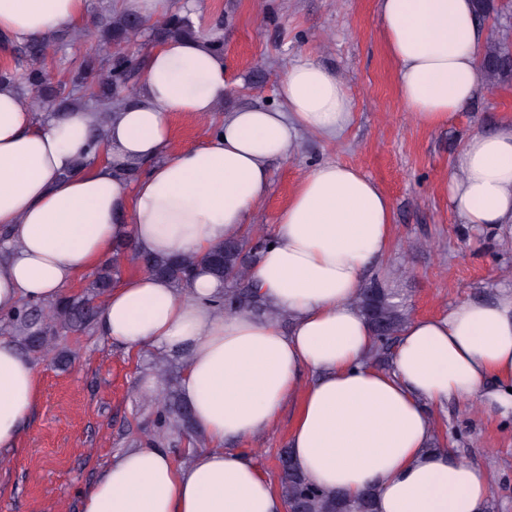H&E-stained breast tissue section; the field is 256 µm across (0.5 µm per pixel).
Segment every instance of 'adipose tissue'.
<instances>
[{
    "mask_svg": "<svg viewBox=\"0 0 512 512\" xmlns=\"http://www.w3.org/2000/svg\"><path fill=\"white\" fill-rule=\"evenodd\" d=\"M89 12L90 0H0V34L28 43L85 24ZM377 15L419 124H447L484 91L485 31L473 0H377ZM225 70L207 39L157 44L137 94L101 136L94 107L42 120L0 85V317L55 302L124 240L158 256H201L239 238L269 186L270 161L290 156L300 133L333 140L352 121L345 84L302 57L278 85L279 107L223 114L200 143L167 153L173 114L223 105ZM93 140L98 160L78 165ZM136 161L142 171L122 179ZM448 202L462 223L512 225V125L464 142ZM392 240L389 197L356 166L330 161L299 182L254 268L265 303L290 329L247 308L218 314L224 289L205 273L181 294L147 272L112 288L100 334L129 350L187 354L180 396L212 446L183 466L155 444L122 451L83 493L82 512H287L269 479L224 441L270 428L293 397L291 463L323 490L355 499L375 489L376 512H485L489 474L431 450L430 409L477 397L512 412V292L410 320L390 369H379L355 300ZM303 368L316 376L304 389ZM39 390L37 366L0 338V458L14 450Z\"/></svg>",
    "mask_w": 512,
    "mask_h": 512,
    "instance_id": "1",
    "label": "adipose tissue"
}]
</instances>
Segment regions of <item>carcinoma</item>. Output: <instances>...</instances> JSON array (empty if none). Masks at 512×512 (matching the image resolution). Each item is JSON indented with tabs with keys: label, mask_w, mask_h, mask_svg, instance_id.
I'll use <instances>...</instances> for the list:
<instances>
[{
	"label": "carcinoma",
	"mask_w": 512,
	"mask_h": 512,
	"mask_svg": "<svg viewBox=\"0 0 512 512\" xmlns=\"http://www.w3.org/2000/svg\"><path fill=\"white\" fill-rule=\"evenodd\" d=\"M222 24L203 33L195 29L190 15L179 9L149 25L134 15L108 16L100 19L96 30L88 35L89 47L80 60H69L62 54L64 45L52 38L25 44L17 50L15 63L0 68V83L16 87L22 101L34 112L60 115L73 104L91 105L99 110L101 125H106L111 108L136 94L145 68V57L132 58L126 54L144 36L159 44L165 40L202 36L215 49L224 51ZM68 66L65 81L55 78L48 64ZM267 244L264 228L255 225L250 235L234 241L235 251L221 245L201 257L169 255L154 256L138 251L129 242L115 246L112 257L97 268L78 298L63 295L50 304L27 303L18 312L0 323V329L19 335L28 349L46 356L57 354L60 339L67 332L82 331L89 327L98 313L97 302L108 295L121 275L123 263H140L151 274L167 278L178 292L190 287L197 273L205 270L224 282V294L218 308L224 314L248 307L258 313L267 309L252 292V278L242 282L236 253L244 254L249 268L258 263ZM356 306L365 316L375 333L373 361L387 358L401 328L408 321L401 301L383 288L373 286L362 289ZM165 365L159 368L162 389L157 407L166 418H173L176 428L193 431L189 408L181 403L172 386V377L166 363L171 358L162 356ZM284 474L280 492L286 501L297 503L302 512H373V494L357 500L345 497L339 491L327 492L302 474L291 464L290 453L280 455Z\"/></svg>",
	"instance_id": "1"
}]
</instances>
